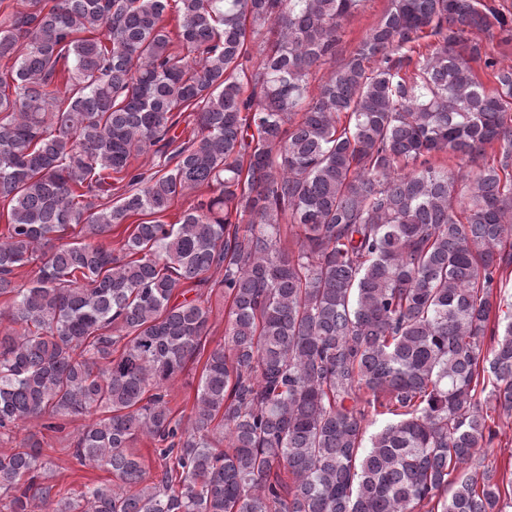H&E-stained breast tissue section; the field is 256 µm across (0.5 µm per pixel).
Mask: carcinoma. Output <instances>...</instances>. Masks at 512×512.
<instances>
[{
  "instance_id": "carcinoma-1",
  "label": "carcinoma",
  "mask_w": 512,
  "mask_h": 512,
  "mask_svg": "<svg viewBox=\"0 0 512 512\" xmlns=\"http://www.w3.org/2000/svg\"><path fill=\"white\" fill-rule=\"evenodd\" d=\"M361 2L30 0L0 26V430L102 412L74 456L120 481L53 499L30 434L0 453L7 512H505L493 469L452 474L512 415V312L493 302L512 264V68L476 38L512 42V14L390 0L292 122ZM183 117L197 134L180 143ZM114 182L120 203L96 208ZM133 216L118 254L61 242ZM213 269L226 344L184 427L162 388L201 352L208 311L186 294ZM368 408L393 419L367 442ZM141 435L165 443L163 469L135 491Z\"/></svg>"
}]
</instances>
